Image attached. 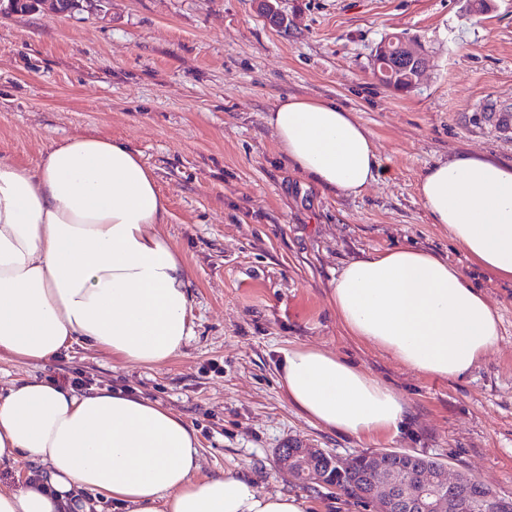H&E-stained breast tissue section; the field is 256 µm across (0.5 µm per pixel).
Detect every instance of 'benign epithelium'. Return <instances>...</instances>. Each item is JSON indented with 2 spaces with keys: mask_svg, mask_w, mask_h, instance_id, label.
I'll return each instance as SVG.
<instances>
[{
  "mask_svg": "<svg viewBox=\"0 0 512 512\" xmlns=\"http://www.w3.org/2000/svg\"><path fill=\"white\" fill-rule=\"evenodd\" d=\"M402 61L421 72L428 64L420 46L401 39ZM316 448L279 452L283 468L297 481L314 476L324 479ZM469 483L461 473L450 472L446 463L429 466L408 451L385 450L369 460L362 477L361 496L371 512H456L457 502L468 493Z\"/></svg>",
  "mask_w": 512,
  "mask_h": 512,
  "instance_id": "1",
  "label": "benign epithelium"
}]
</instances>
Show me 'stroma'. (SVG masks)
<instances>
[{"instance_id":"1","label":"stroma","mask_w":512,"mask_h":512,"mask_svg":"<svg viewBox=\"0 0 512 512\" xmlns=\"http://www.w3.org/2000/svg\"><path fill=\"white\" fill-rule=\"evenodd\" d=\"M108 0L104 14L48 6L0 13V154L36 165L62 140L90 135L139 153L169 200L162 230L190 282L194 334L157 367L122 366L73 343L54 358L0 357V387L73 374L126 389L190 422L205 468L240 471L267 491L299 493L315 512H368L342 494L301 489L278 462L286 441L342 459L406 449L512 497V282L470 268L502 319L497 349L473 372H412L347 336L329 302L340 267L362 253L413 245L462 264L430 223L417 183L470 149L512 161V137L485 120L512 105V0ZM402 35L430 66L414 88L382 84L376 47ZM288 95L335 102L372 134L378 183L353 198L322 192L290 168L263 116ZM332 352L408 402L398 436L358 439L310 422L279 384V351Z\"/></svg>"}]
</instances>
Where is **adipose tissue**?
Here are the masks:
<instances>
[{"mask_svg":"<svg viewBox=\"0 0 512 512\" xmlns=\"http://www.w3.org/2000/svg\"><path fill=\"white\" fill-rule=\"evenodd\" d=\"M280 156L321 191L362 196L381 158L352 113L287 96L265 114ZM432 223L467 259L512 280V162L476 151L429 167L417 185ZM170 213L155 177L125 143L74 137L36 166L0 155V352L26 362L76 340L129 366H161L194 334ZM331 303L347 335L418 374L454 380L498 346L501 318L458 265L411 246L345 263ZM279 382L309 420L358 438L397 435L407 404L328 351L281 350ZM40 471L0 485V512H311L237 471L203 473L194 427L150 399L99 387L83 394L34 377L0 393V470Z\"/></svg>","mask_w":512,"mask_h":512,"instance_id":"adipose-tissue-1","label":"adipose tissue"}]
</instances>
